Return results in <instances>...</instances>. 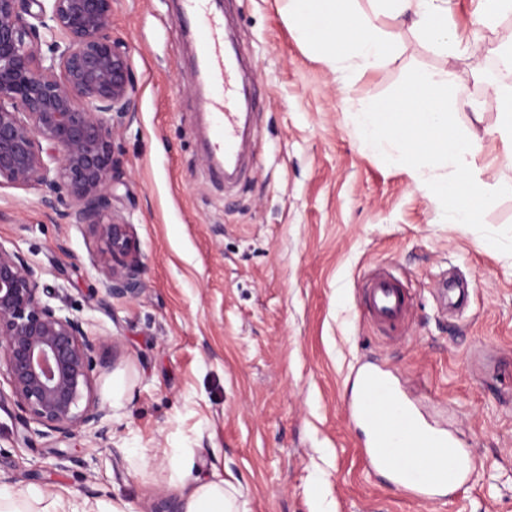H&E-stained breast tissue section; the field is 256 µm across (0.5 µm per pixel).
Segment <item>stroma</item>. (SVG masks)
I'll list each match as a JSON object with an SVG mask.
<instances>
[{"label":"stroma","instance_id":"35a3bbf8","mask_svg":"<svg viewBox=\"0 0 512 512\" xmlns=\"http://www.w3.org/2000/svg\"><path fill=\"white\" fill-rule=\"evenodd\" d=\"M477 0H452L470 55L455 58L385 14L392 61L336 78L303 39L287 0H224L256 80L257 139L245 178L208 171L197 36L179 0H114L131 112L113 144L124 172L113 206L142 262L136 299H100L104 241L67 223L45 190L0 189V244L19 251L91 332L106 336L93 381L107 440L24 441L23 413L0 387V486L63 496L72 512L128 504L179 512L169 462L193 452L200 475L231 473L247 512H512V255L442 218L408 170L363 151L357 117L414 67L454 73L464 133L483 139L485 181L512 182L492 129L498 103L479 70L512 40V16L478 27ZM383 267L412 296L388 335L365 317L363 278ZM385 370L473 460L470 483L420 501L372 473L346 404L361 369Z\"/></svg>","mask_w":512,"mask_h":512}]
</instances>
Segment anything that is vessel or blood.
Segmentation results:
<instances>
[{"label":"vessel or blood","instance_id":"obj_1","mask_svg":"<svg viewBox=\"0 0 512 512\" xmlns=\"http://www.w3.org/2000/svg\"><path fill=\"white\" fill-rule=\"evenodd\" d=\"M183 14L200 23V61L213 84L206 107L213 116L210 156L225 176L245 167L246 118L238 110L240 61L224 46V20L210 15L207 0H183ZM370 319L396 327L408 310L410 294L390 273L378 272L364 285ZM362 396L355 410L370 440L365 455L372 468L390 473L406 492L421 499L443 500L465 479L460 457H449L453 440L421 418L402 385L373 369L361 377Z\"/></svg>","mask_w":512,"mask_h":512}]
</instances>
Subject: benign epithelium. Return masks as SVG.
<instances>
[{"instance_id": "obj_1", "label": "benign epithelium", "mask_w": 512, "mask_h": 512, "mask_svg": "<svg viewBox=\"0 0 512 512\" xmlns=\"http://www.w3.org/2000/svg\"><path fill=\"white\" fill-rule=\"evenodd\" d=\"M46 2L35 15L31 0H0V188H45L46 205L68 202L66 217L124 258L100 270L104 295L134 298L140 263L112 207L121 175L113 130L134 92L129 57L112 38V0ZM99 345L82 319L43 299L35 268L0 244V377L28 433L67 443L84 428L107 438L106 411L83 403Z\"/></svg>"}]
</instances>
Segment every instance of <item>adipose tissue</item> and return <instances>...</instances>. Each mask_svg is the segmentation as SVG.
I'll return each instance as SVG.
<instances>
[{"label": "adipose tissue", "instance_id": "adipose-tissue-1", "mask_svg": "<svg viewBox=\"0 0 512 512\" xmlns=\"http://www.w3.org/2000/svg\"><path fill=\"white\" fill-rule=\"evenodd\" d=\"M450 3L451 0H372L370 13L351 16L338 7L337 0H288V12L304 38L337 64L339 78L346 82L353 74L380 67L391 56L390 38L372 19L379 12L409 24L422 40L441 51L464 54L466 45L449 25ZM314 13L325 19L328 33H320L307 23V16ZM348 56L355 60L350 69L341 65ZM194 467L189 452L173 458L169 464L172 484L183 491L181 512H243L240 491L231 480L197 476Z\"/></svg>", "mask_w": 512, "mask_h": 512}]
</instances>
